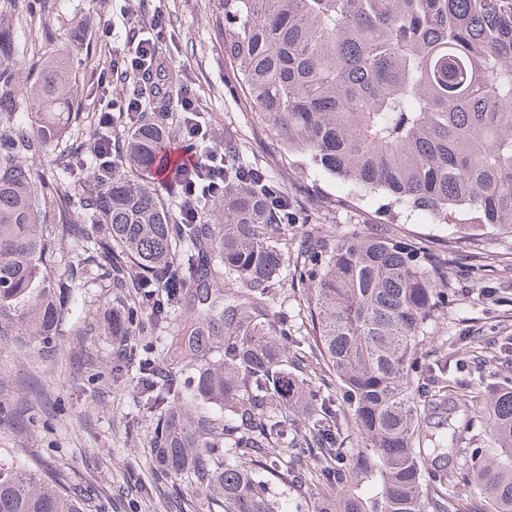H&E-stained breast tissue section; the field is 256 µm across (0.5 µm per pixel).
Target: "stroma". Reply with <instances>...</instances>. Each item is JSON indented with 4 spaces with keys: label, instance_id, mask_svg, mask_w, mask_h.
<instances>
[{
    "label": "stroma",
    "instance_id": "1",
    "mask_svg": "<svg viewBox=\"0 0 512 512\" xmlns=\"http://www.w3.org/2000/svg\"><path fill=\"white\" fill-rule=\"evenodd\" d=\"M156 10L170 19L161 49L170 74H181L200 99L218 141L236 145L241 162L261 168L295 205L299 220L282 236L280 282L259 297L258 305L288 312L292 334L306 335L305 293L292 281L297 240L310 224L330 232L363 225L384 199L367 197L356 211L314 208L299 179L288 175L269 151L236 89L213 25L214 0H16L13 32L28 48L17 58L18 77H29L35 52L67 55L76 77L77 116L59 144L89 151L95 135L91 115L112 97L111 87L97 75L108 68L113 52L123 49L127 22L150 20ZM104 18L115 27L108 38L99 26ZM57 250L63 259L60 274L72 275L78 290L79 317L50 347L31 337L22 343L0 337V405L27 420L25 426L0 429V448L40 458L61 471L101 504L102 512H208L204 498L187 481L156 461L150 449L155 422L139 407L138 373L118 361L108 323L113 310L128 300L129 289L114 288L111 274L93 253L75 256L70 239H58ZM485 250L480 282L457 278L461 301L434 329L425 353L429 361L453 369L458 362H472L473 337H497V345L482 352L484 378L493 383L505 368L500 345L512 338V240H489ZM141 313L144 329L133 343L151 345L165 356L183 353L188 336L184 318L156 325L149 306H142ZM450 417L460 429L449 462L460 466L471 459L478 417L463 410L456 391H448L438 408L426 413L423 428L435 430Z\"/></svg>",
    "mask_w": 512,
    "mask_h": 512
}]
</instances>
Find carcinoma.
<instances>
[{
	"label": "carcinoma",
	"mask_w": 512,
	"mask_h": 512,
	"mask_svg": "<svg viewBox=\"0 0 512 512\" xmlns=\"http://www.w3.org/2000/svg\"><path fill=\"white\" fill-rule=\"evenodd\" d=\"M215 9L224 61L282 165L343 186L333 194L310 183L324 209L384 196L380 232L309 226L294 280L306 291L311 330L291 335L287 314L254 306L283 264L280 211L257 186L265 172L237 178L244 165L224 144L222 225L176 224L151 173L169 164L170 143L144 115L118 147L126 170L112 175L106 195L90 185L74 200L65 176L77 156L49 153L72 121L69 62L43 53L37 77L19 88L14 37L0 23V336L19 323L50 341L78 316L72 285L53 282L56 238L70 233L111 267L115 287L131 271L136 287L165 292L156 323L196 288L188 351L200 365L165 376L152 347L126 355L156 420L152 447L211 505L280 512L263 476L286 486L311 468L323 487L313 512H425L429 499L436 512H452L449 487L473 483L486 512H512V376L484 391L455 383L481 414V432L471 464L428 473L425 444L445 451L455 433L423 431L422 414L448 379L421 353L459 301L450 272L479 279L483 242L512 239V0H215ZM46 155L49 176L24 164ZM76 205L80 224L70 218ZM413 215L449 241L470 240V250L393 229ZM83 223L105 228L91 239ZM223 275L247 290L220 316L223 292L210 281ZM139 311L133 301L113 316L112 335L142 328ZM221 335L223 358L206 362ZM308 352L327 367L319 383L304 377ZM174 398L231 415L185 419ZM345 423L361 439L356 453L341 439ZM279 447L288 457L271 452ZM95 510L39 461L0 448V512Z\"/></svg>",
	"instance_id": "carcinoma-1"
}]
</instances>
